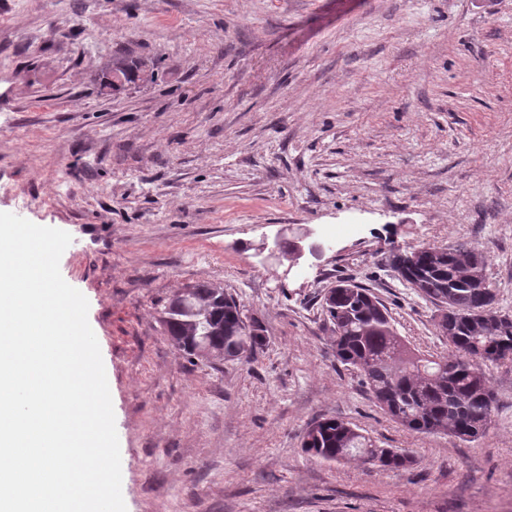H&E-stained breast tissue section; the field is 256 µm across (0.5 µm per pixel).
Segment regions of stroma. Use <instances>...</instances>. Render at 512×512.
I'll return each instance as SVG.
<instances>
[{
  "instance_id": "1",
  "label": "stroma",
  "mask_w": 512,
  "mask_h": 512,
  "mask_svg": "<svg viewBox=\"0 0 512 512\" xmlns=\"http://www.w3.org/2000/svg\"><path fill=\"white\" fill-rule=\"evenodd\" d=\"M121 56L141 77L106 94ZM0 212L72 237L127 512H512V364L486 366L483 437L411 432L321 307L352 279L411 351L450 355L388 256L467 241L512 315V0H0ZM341 224L321 257L270 253ZM198 283L260 322L250 360L171 343L160 311ZM323 418L411 465L305 453Z\"/></svg>"
}]
</instances>
